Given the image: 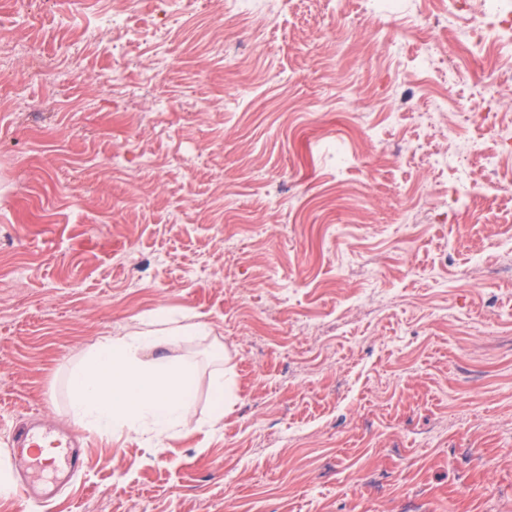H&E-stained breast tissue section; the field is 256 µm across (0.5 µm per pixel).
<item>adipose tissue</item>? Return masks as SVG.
Segmentation results:
<instances>
[{
    "instance_id": "adipose-tissue-1",
    "label": "adipose tissue",
    "mask_w": 512,
    "mask_h": 512,
    "mask_svg": "<svg viewBox=\"0 0 512 512\" xmlns=\"http://www.w3.org/2000/svg\"><path fill=\"white\" fill-rule=\"evenodd\" d=\"M208 329L160 312L126 335L101 338L67 378L71 410L104 434H145L159 442L186 432L193 368L162 351Z\"/></svg>"
}]
</instances>
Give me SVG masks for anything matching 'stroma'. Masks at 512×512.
Here are the masks:
<instances>
[{"mask_svg":"<svg viewBox=\"0 0 512 512\" xmlns=\"http://www.w3.org/2000/svg\"><path fill=\"white\" fill-rule=\"evenodd\" d=\"M116 5L0 0V512H512V193L444 206L434 164L496 146L470 57L512 45L452 0H122L95 39ZM161 308L212 331L165 349L197 427L152 447L66 380ZM35 418L87 437L40 503L11 457Z\"/></svg>","mask_w":512,"mask_h":512,"instance_id":"1","label":"stroma"}]
</instances>
